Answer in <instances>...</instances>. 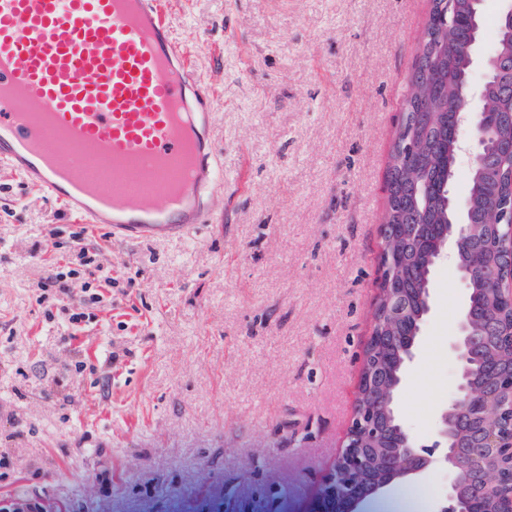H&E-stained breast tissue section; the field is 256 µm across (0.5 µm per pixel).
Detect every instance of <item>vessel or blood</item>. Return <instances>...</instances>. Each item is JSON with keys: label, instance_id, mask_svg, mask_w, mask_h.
<instances>
[{"label": "vessel or blood", "instance_id": "1", "mask_svg": "<svg viewBox=\"0 0 512 512\" xmlns=\"http://www.w3.org/2000/svg\"><path fill=\"white\" fill-rule=\"evenodd\" d=\"M212 105L153 0H0V165L132 241L208 223Z\"/></svg>", "mask_w": 512, "mask_h": 512}]
</instances>
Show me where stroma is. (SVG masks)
I'll return each instance as SVG.
<instances>
[{
	"instance_id": "35a3bbf8",
	"label": "stroma",
	"mask_w": 512,
	"mask_h": 512,
	"mask_svg": "<svg viewBox=\"0 0 512 512\" xmlns=\"http://www.w3.org/2000/svg\"><path fill=\"white\" fill-rule=\"evenodd\" d=\"M158 2L213 98L220 221L128 241L0 167V502L306 512L354 416L389 155L430 0ZM79 230L114 285L71 339L37 283ZM432 294L397 403L423 442L458 383L454 259Z\"/></svg>"
}]
</instances>
